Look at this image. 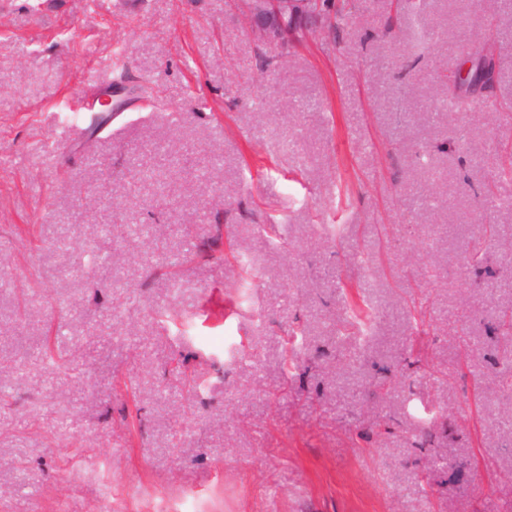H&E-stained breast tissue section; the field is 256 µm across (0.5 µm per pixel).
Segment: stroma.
<instances>
[{
	"label": "stroma",
	"mask_w": 512,
	"mask_h": 512,
	"mask_svg": "<svg viewBox=\"0 0 512 512\" xmlns=\"http://www.w3.org/2000/svg\"><path fill=\"white\" fill-rule=\"evenodd\" d=\"M487 35L490 83L452 92L489 108L443 111L444 74ZM119 55L137 94L68 138ZM510 103L512 0H356L286 45L244 0H0V512H512L488 314L512 306V181L476 198ZM481 221L498 241L461 274ZM205 243L247 254L246 296ZM411 273L421 326L395 283ZM352 301L377 315L363 340ZM171 306L186 339L156 317ZM174 365L209 380L201 398ZM411 391L448 412L423 448ZM354 1L343 0L334 6L332 10H324L320 16V22L324 28L335 30L347 24L352 17Z\"/></svg>",
	"instance_id": "35a3bbf8"
}]
</instances>
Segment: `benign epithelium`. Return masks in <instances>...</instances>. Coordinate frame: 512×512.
<instances>
[{"label": "benign epithelium", "instance_id": "benign-epithelium-1", "mask_svg": "<svg viewBox=\"0 0 512 512\" xmlns=\"http://www.w3.org/2000/svg\"><path fill=\"white\" fill-rule=\"evenodd\" d=\"M333 0H248L252 28L281 40L291 30L305 31L318 20L323 4Z\"/></svg>", "mask_w": 512, "mask_h": 512}]
</instances>
